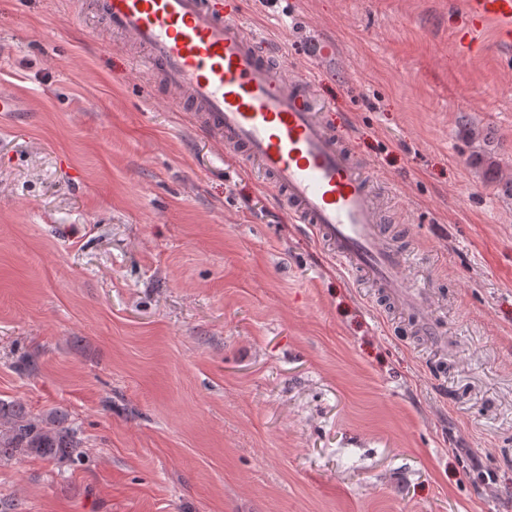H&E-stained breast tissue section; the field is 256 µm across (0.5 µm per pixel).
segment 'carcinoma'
<instances>
[{"instance_id": "1", "label": "carcinoma", "mask_w": 512, "mask_h": 512, "mask_svg": "<svg viewBox=\"0 0 512 512\" xmlns=\"http://www.w3.org/2000/svg\"><path fill=\"white\" fill-rule=\"evenodd\" d=\"M60 410L34 414L19 401L0 400V462L35 456L60 466L83 457V443Z\"/></svg>"}]
</instances>
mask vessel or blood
I'll use <instances>...</instances> for the list:
<instances>
[{"instance_id": "1", "label": "vessel or blood", "mask_w": 512, "mask_h": 512, "mask_svg": "<svg viewBox=\"0 0 512 512\" xmlns=\"http://www.w3.org/2000/svg\"><path fill=\"white\" fill-rule=\"evenodd\" d=\"M93 8L145 49L143 66L173 107H190L203 132L257 168L292 223L312 228L331 258L378 284L418 335L438 341L435 300L410 285L407 252L382 237L364 170L319 112L304 72L288 71L262 35L237 23V0H94ZM488 26L512 41V0H463L460 51Z\"/></svg>"}]
</instances>
